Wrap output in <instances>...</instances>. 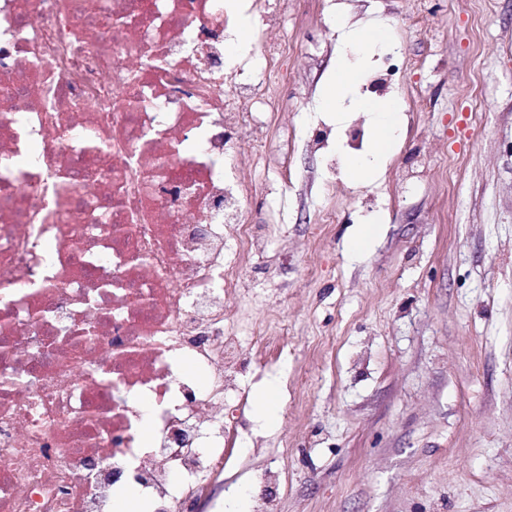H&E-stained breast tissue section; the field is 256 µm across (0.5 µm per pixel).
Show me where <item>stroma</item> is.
I'll use <instances>...</instances> for the list:
<instances>
[{
    "label": "stroma",
    "mask_w": 512,
    "mask_h": 512,
    "mask_svg": "<svg viewBox=\"0 0 512 512\" xmlns=\"http://www.w3.org/2000/svg\"><path fill=\"white\" fill-rule=\"evenodd\" d=\"M296 57L264 65L267 143L232 137L250 253L224 321L288 343L242 365L245 409L203 512H255L265 471L278 512H512V0H287ZM381 19L400 48L355 94L397 99L382 171L348 155L374 130L319 106L343 46L337 19ZM326 148L307 145L319 125ZM380 230L360 258L347 243ZM279 409L267 423L263 390Z\"/></svg>",
    "instance_id": "stroma-1"
}]
</instances>
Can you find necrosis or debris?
<instances>
[{"label": "necrosis or debris", "instance_id": "4bbe7bcc", "mask_svg": "<svg viewBox=\"0 0 512 512\" xmlns=\"http://www.w3.org/2000/svg\"><path fill=\"white\" fill-rule=\"evenodd\" d=\"M244 14L262 52L226 59ZM291 50L272 0H0V512H105L107 466L186 512L223 465L233 371L266 346L224 324L255 239L230 132Z\"/></svg>", "mask_w": 512, "mask_h": 512}]
</instances>
